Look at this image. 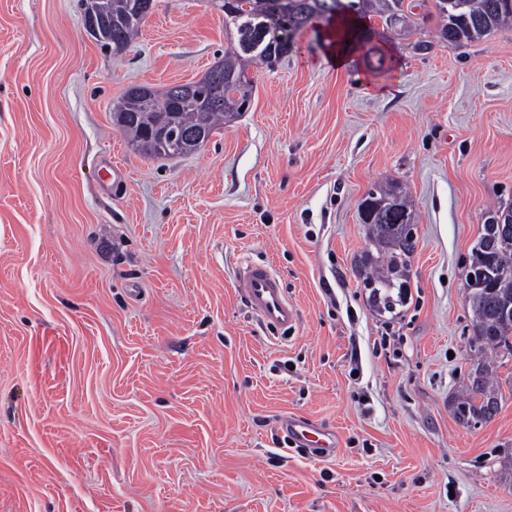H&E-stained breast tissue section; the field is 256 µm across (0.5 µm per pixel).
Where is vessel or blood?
I'll list each match as a JSON object with an SVG mask.
<instances>
[{
    "instance_id": "vessel-or-blood-1",
    "label": "vessel or blood",
    "mask_w": 512,
    "mask_h": 512,
    "mask_svg": "<svg viewBox=\"0 0 512 512\" xmlns=\"http://www.w3.org/2000/svg\"><path fill=\"white\" fill-rule=\"evenodd\" d=\"M237 282L240 293L263 322L279 328L296 323L297 309L269 266L246 264L240 269ZM284 426L295 445L318 450L323 457L336 450L337 437L333 432L295 417L286 419Z\"/></svg>"
}]
</instances>
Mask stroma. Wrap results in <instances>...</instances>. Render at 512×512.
Returning a JSON list of instances; mask_svg holds the SVG:
<instances>
[{
  "label": "stroma",
  "mask_w": 512,
  "mask_h": 512,
  "mask_svg": "<svg viewBox=\"0 0 512 512\" xmlns=\"http://www.w3.org/2000/svg\"><path fill=\"white\" fill-rule=\"evenodd\" d=\"M372 40L343 72L330 25L252 65V104L196 152L129 146L112 106L200 79L217 0H156L133 44L80 0H0V512H512V358L499 410L453 403L472 368L471 247L512 203V26ZM413 203L412 300L378 316L354 270L358 204ZM272 267L296 327L236 285ZM335 432L325 458L282 424Z\"/></svg>",
  "instance_id": "35a3bbf8"
}]
</instances>
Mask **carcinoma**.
Segmentation results:
<instances>
[{"mask_svg":"<svg viewBox=\"0 0 512 512\" xmlns=\"http://www.w3.org/2000/svg\"><path fill=\"white\" fill-rule=\"evenodd\" d=\"M154 0H106L110 7L96 16L94 38L114 51L126 48L139 33ZM405 0H224V26L234 38L218 61L199 80L165 90L139 85L128 88L113 104L112 124L135 149L157 157L188 155L196 150L192 139L210 136L218 126L247 111L252 102L248 67L273 66L288 54L294 36L313 21L373 13L395 32L418 23L416 14L404 9ZM429 10L422 19H436L435 38L446 42L483 39L495 29L512 23V0H426ZM370 248L360 260L363 288L380 314L397 315L411 293L409 259L415 242L396 227L404 215H413L410 201L393 183L373 186L359 203ZM512 219V204L490 211L475 245L470 263L488 264L500 273L493 291L467 289L466 301L474 323L469 347L496 357L512 356V319L501 316L512 309V235H493L490 221ZM494 361H482L468 374L455 399L459 421L484 422L498 411L501 394Z\"/></svg>","mask_w":512,"mask_h":512,"instance_id":"obj_1","label":"carcinoma"}]
</instances>
